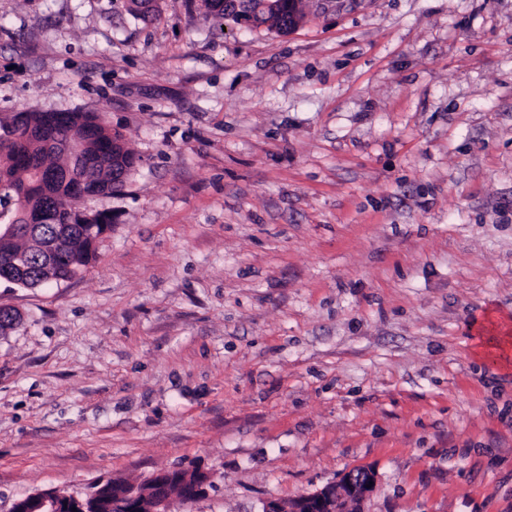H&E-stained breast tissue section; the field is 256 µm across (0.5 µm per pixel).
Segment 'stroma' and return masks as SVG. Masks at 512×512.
Returning <instances> with one entry per match:
<instances>
[{"mask_svg": "<svg viewBox=\"0 0 512 512\" xmlns=\"http://www.w3.org/2000/svg\"><path fill=\"white\" fill-rule=\"evenodd\" d=\"M280 34L201 0H0V119L96 112L137 158L76 278L0 279V512L213 474L260 512H512V0H357ZM207 11L208 15H211L220 24L224 23V20L231 19L236 23H239L236 4L234 1L229 0H203L201 1ZM511 344V328L508 321L492 322L488 336H485L481 345V351L476 355L487 360L495 357V364L508 367L511 363ZM376 483L373 469L361 467L359 472L352 469L314 493L302 494L288 502L267 500L260 512H361V503L374 491ZM82 496L66 493L37 492L28 496V500L22 501L20 510L24 512H96L88 511L86 502L81 500Z\"/></svg>", "mask_w": 512, "mask_h": 512, "instance_id": "35a3bbf8", "label": "stroma"}]
</instances>
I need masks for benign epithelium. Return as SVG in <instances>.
<instances>
[{
    "instance_id": "benign-epithelium-1",
    "label": "benign epithelium",
    "mask_w": 512,
    "mask_h": 512,
    "mask_svg": "<svg viewBox=\"0 0 512 512\" xmlns=\"http://www.w3.org/2000/svg\"><path fill=\"white\" fill-rule=\"evenodd\" d=\"M26 261L27 255L21 251L8 248L0 253V267L21 272ZM153 481L154 496L148 503L140 501V493L134 489L126 493L127 501L133 504L134 512H171L172 493L162 479V474L154 475ZM185 482L190 487L182 501L191 502L206 494L210 475L202 469H191L186 471ZM371 482L377 483V474L373 469H352L342 474L339 480L328 483L314 493L303 494L288 502L267 500L263 503L261 512H361V503L374 491L369 486ZM20 509L24 512H88L86 502L78 495L59 492L50 494L45 491L29 495Z\"/></svg>"
}]
</instances>
